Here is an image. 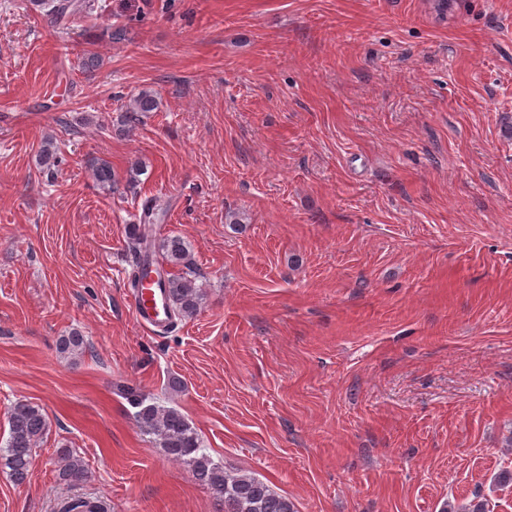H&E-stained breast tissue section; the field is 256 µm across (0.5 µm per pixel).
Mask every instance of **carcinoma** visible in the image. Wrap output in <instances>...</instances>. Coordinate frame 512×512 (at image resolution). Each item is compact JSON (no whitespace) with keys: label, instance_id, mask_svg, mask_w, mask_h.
I'll list each match as a JSON object with an SVG mask.
<instances>
[{"label":"carcinoma","instance_id":"1","mask_svg":"<svg viewBox=\"0 0 512 512\" xmlns=\"http://www.w3.org/2000/svg\"><path fill=\"white\" fill-rule=\"evenodd\" d=\"M35 9L49 20L70 16L87 8L83 0H32ZM159 107L155 92L140 90L121 115L120 122L130 127L140 120L141 114L154 112ZM93 177L104 191H112L115 183L112 166L105 160L93 165ZM164 209L159 198L146 200L142 205L140 223L129 229V240L138 261L157 268L165 265L180 267L181 272L166 277L165 288L172 313L177 318L195 315L203 303L205 293L189 277L195 259L185 243L178 237L166 238L158 249L143 247L141 225L151 222ZM126 399L134 409L132 417L143 432L155 439L165 454L187 467L194 480L211 490L223 505L222 512H297L288 497L277 493L267 483L237 469H229L221 461H214L204 448L196 430L175 408L159 405L155 398L130 388ZM47 429L42 409L30 402L19 401L9 415V439L0 448V466L9 469L17 483L27 479L33 465V453ZM59 478L71 487L87 479V469L80 455L73 450L61 453Z\"/></svg>","mask_w":512,"mask_h":512}]
</instances>
